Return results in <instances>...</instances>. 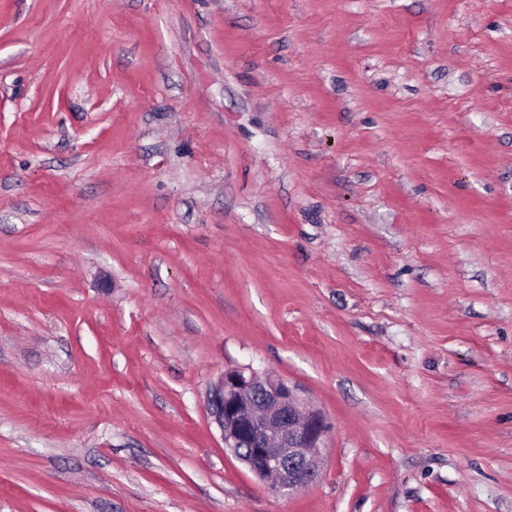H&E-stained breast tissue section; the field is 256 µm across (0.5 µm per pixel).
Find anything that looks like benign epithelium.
<instances>
[{"mask_svg": "<svg viewBox=\"0 0 512 512\" xmlns=\"http://www.w3.org/2000/svg\"><path fill=\"white\" fill-rule=\"evenodd\" d=\"M207 406L224 449L283 499L319 477L329 425L286 379L236 366L211 387Z\"/></svg>", "mask_w": 512, "mask_h": 512, "instance_id": "1", "label": "benign epithelium"}]
</instances>
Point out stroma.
<instances>
[{"label":"stroma","mask_w":512,"mask_h":512,"mask_svg":"<svg viewBox=\"0 0 512 512\" xmlns=\"http://www.w3.org/2000/svg\"><path fill=\"white\" fill-rule=\"evenodd\" d=\"M0 512H512V0H0ZM207 406L224 449L286 499L319 477L329 425L286 379L236 366L211 387Z\"/></svg>","instance_id":"1"}]
</instances>
